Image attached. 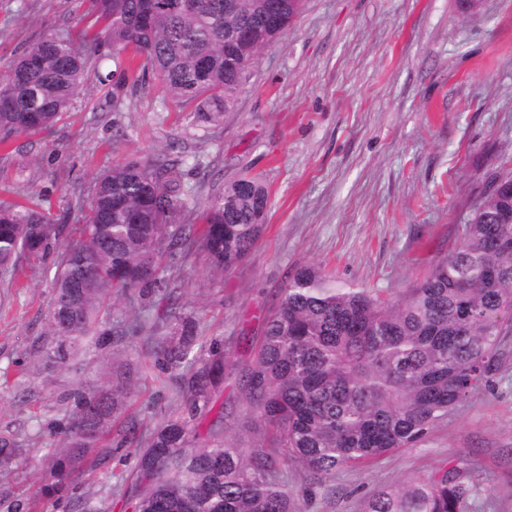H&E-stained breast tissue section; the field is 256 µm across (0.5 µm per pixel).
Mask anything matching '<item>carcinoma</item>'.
Instances as JSON below:
<instances>
[{"instance_id": "1", "label": "carcinoma", "mask_w": 512, "mask_h": 512, "mask_svg": "<svg viewBox=\"0 0 512 512\" xmlns=\"http://www.w3.org/2000/svg\"><path fill=\"white\" fill-rule=\"evenodd\" d=\"M305 0H89L93 23L45 35L25 48L0 80V144L22 133L49 132L101 59L112 60V102L126 100L151 72L166 93L207 125H217L240 93L238 72L280 38ZM166 153L130 160L95 178L78 238L63 246L47 314L48 369L71 370L90 338L106 343L104 304L139 303L123 315L121 335L155 344L150 366L124 363L120 379L78 384L62 445L50 448L41 496L80 477L86 449L112 429L132 381L151 375L176 393L180 410L149 433L126 492L134 512H304L279 480V466L302 468L307 490L329 486L345 467L408 448L464 403L485 381L497 338L512 332V177L491 174L487 191L463 225L459 243L397 299L341 284L317 265L297 268L264 320L251 362L234 368L224 340L195 351L197 326L176 291L166 309L144 315L163 257L197 247L210 275L224 277L255 245L269 194L242 177L206 201ZM195 210L191 227L173 218ZM59 230L40 212L0 201V271L22 254L38 256ZM228 375L268 426V444L251 451L233 433L234 409L218 402ZM455 468L377 490L363 512H466Z\"/></svg>"}]
</instances>
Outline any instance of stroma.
Masks as SVG:
<instances>
[{
  "instance_id": "obj_1",
  "label": "stroma",
  "mask_w": 512,
  "mask_h": 512,
  "mask_svg": "<svg viewBox=\"0 0 512 512\" xmlns=\"http://www.w3.org/2000/svg\"><path fill=\"white\" fill-rule=\"evenodd\" d=\"M87 22L76 0H0V78L44 33ZM161 151L183 157L200 199L244 176L269 192L256 247L223 280L211 278L197 249L161 264L153 310L177 290L199 345L237 327L260 339L269 308L305 264L400 296L456 247L489 174L512 171V0H483L475 14L458 0H306L214 128L156 83L114 111L111 84L89 78L53 134L0 146V200L41 212L64 242L97 175ZM197 166L205 177L194 176ZM54 261L24 257L16 276L0 273V438L24 449L0 472V512L37 495L46 452L60 443L56 426L68 420L65 391L98 385L113 360H153L146 337H116L104 349L86 343L80 373L39 374ZM488 378L421 443L339 471L305 512H361L369 492L452 464L466 471L468 512H512V335L500 337ZM220 399L235 407L246 446L267 441L233 379ZM178 407L175 393L138 380L111 431L88 450L80 488L42 500L40 512H79L80 500L95 512H132L123 488L137 444L127 424L146 431Z\"/></svg>"
}]
</instances>
